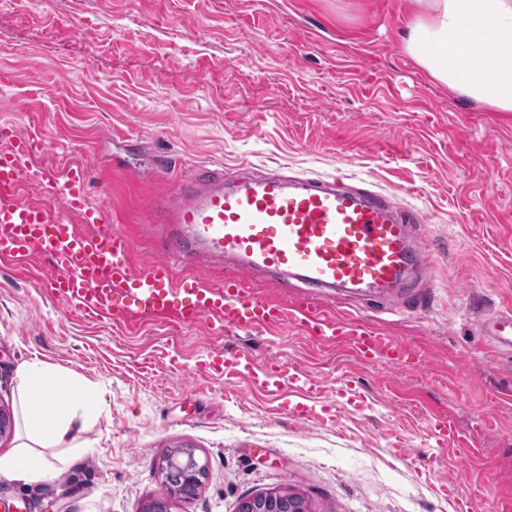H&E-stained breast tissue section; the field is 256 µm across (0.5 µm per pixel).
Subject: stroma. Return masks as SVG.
I'll return each instance as SVG.
<instances>
[{
    "mask_svg": "<svg viewBox=\"0 0 512 512\" xmlns=\"http://www.w3.org/2000/svg\"><path fill=\"white\" fill-rule=\"evenodd\" d=\"M405 0H0V128L54 174L84 166L93 198L146 263L164 245L154 198L198 166L350 178L428 217L425 307L356 305L407 348L362 364L296 325L272 331L87 322L49 296L47 256L0 267V406L39 361L90 387L74 447L46 449L51 480L0 478L22 512H238L285 491L306 512H498L512 501V358L482 336L512 312V112L432 80L401 46ZM302 364L353 381L363 410L312 396L298 420L272 396L211 378L210 352ZM450 418L476 456L431 457ZM193 448L205 485L168 497L157 469Z\"/></svg>",
    "mask_w": 512,
    "mask_h": 512,
    "instance_id": "35a3bbf8",
    "label": "stroma"
}]
</instances>
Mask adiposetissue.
<instances>
[{
    "instance_id": "adipose-tissue-1",
    "label": "adipose tissue",
    "mask_w": 512,
    "mask_h": 512,
    "mask_svg": "<svg viewBox=\"0 0 512 512\" xmlns=\"http://www.w3.org/2000/svg\"><path fill=\"white\" fill-rule=\"evenodd\" d=\"M402 48L434 81L496 112H512V0H409ZM475 40L457 42L462 26ZM28 441L0 453V478L36 483L56 474L44 451L76 439L90 400L42 364L20 371Z\"/></svg>"
}]
</instances>
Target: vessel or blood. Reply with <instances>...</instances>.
Segmentation results:
<instances>
[{
	"label": "vessel or blood",
	"mask_w": 512,
	"mask_h": 512,
	"mask_svg": "<svg viewBox=\"0 0 512 512\" xmlns=\"http://www.w3.org/2000/svg\"><path fill=\"white\" fill-rule=\"evenodd\" d=\"M35 145L14 136L0 151V264L20 266L35 254L54 268L45 285L82 320L120 325L168 322L270 330L291 321L324 341L350 345L360 361L395 364L402 345L374 323L328 308L327 291L393 300L429 266L413 234L423 211L393 195L342 179L279 174L231 177L223 169L199 167L155 200L168 212L169 232L154 260L134 262L133 241L112 221V209L92 199L86 171L76 167L57 177L31 162ZM41 187L62 205L49 213L25 200L22 186ZM79 223H70L71 215ZM218 256L235 266L214 283L176 273L179 264L203 265ZM288 276L304 285V298L288 303L258 294L255 272ZM485 335L512 348V314L482 322ZM209 376H223L270 394H287L289 414L308 419L306 399L326 388L301 366L271 367L248 355L207 356Z\"/></svg>",
	"instance_id": "b4317fda"
}]
</instances>
